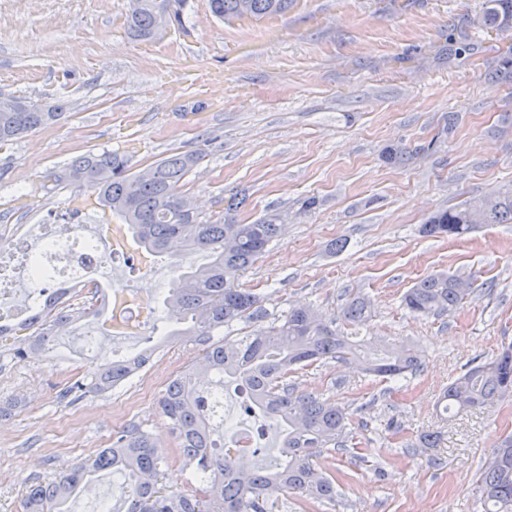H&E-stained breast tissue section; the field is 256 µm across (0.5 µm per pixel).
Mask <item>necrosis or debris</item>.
Listing matches in <instances>:
<instances>
[{"mask_svg":"<svg viewBox=\"0 0 512 512\" xmlns=\"http://www.w3.org/2000/svg\"><path fill=\"white\" fill-rule=\"evenodd\" d=\"M127 254L125 244H113L101 250L96 238L82 225L61 219L45 225L37 243H30L27 229L14 224H0V296L16 282H24L34 295L24 308L0 309V329L10 327L51 303H67L76 288L100 287V274L111 263ZM201 392L215 403V419L224 433V447L242 464H250L258 448L260 425L240 424L223 395L212 385L201 384Z\"/></svg>","mask_w":512,"mask_h":512,"instance_id":"4bbe7bcc","label":"necrosis or debris"}]
</instances>
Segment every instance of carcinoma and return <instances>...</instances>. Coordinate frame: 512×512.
<instances>
[{"label":"carcinoma","mask_w":512,"mask_h":512,"mask_svg":"<svg viewBox=\"0 0 512 512\" xmlns=\"http://www.w3.org/2000/svg\"><path fill=\"white\" fill-rule=\"evenodd\" d=\"M168 0H140L125 24L136 40L152 39L162 22H181L182 13L165 15ZM210 0L215 17L222 21L280 16L292 0ZM478 23L501 31L512 28V0H487ZM66 103L35 105L27 112L13 109L0 97V143L45 126L61 115ZM200 155L177 153L163 158L144 173H131L127 161L112 152L87 154L65 169L66 179L90 188L100 204L124 221L120 229L131 235L142 253L162 256L184 247L181 257L207 253V263L178 265L176 284L164 299V312L180 325L172 336H189L202 353L188 376L174 380L158 404L180 440L184 466L194 469L202 488L188 495L163 485L165 457L156 451V440L138 427L123 429L112 444L95 457L59 471L53 480L28 487L22 512H69L70 499L83 491L101 471L124 476L127 512H275L279 497L291 495L297 502L336 501V482L318 463L325 453L345 449L353 440L347 409L331 398L297 390L290 374L328 359L347 362L361 359L366 374L381 379L404 378L418 370L416 350L400 345L368 347L336 329L305 307L292 308L280 323L262 327L248 336H226L224 329L249 319L259 322L266 311L251 290L235 285L240 273L262 257L277 239L283 225L277 217H263L252 224L203 221L180 209L184 195L180 183ZM483 224H512V192L484 195L457 207L438 211L423 225L431 237H462L476 226L474 213ZM477 279L436 273L423 277L404 295L410 312L440 316L462 306L477 290ZM368 302L355 296L341 311V320L354 325L365 317ZM126 364L114 363L91 373L89 388L105 392L124 381ZM211 377L224 385V377L242 380L251 392L252 404L279 428L282 459L270 467L253 466L240 471L228 455L216 452L207 400L195 388V377ZM512 393V346L489 361L474 366L451 383L443 394L445 410L457 414L482 408ZM484 512H512V435L503 437L493 455L481 467Z\"/></svg>","instance_id":"obj_1"}]
</instances>
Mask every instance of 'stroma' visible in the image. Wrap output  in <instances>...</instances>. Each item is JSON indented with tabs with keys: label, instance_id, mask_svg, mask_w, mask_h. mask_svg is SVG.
<instances>
[{
	"label": "stroma",
	"instance_id": "35a3bbf8",
	"mask_svg": "<svg viewBox=\"0 0 512 512\" xmlns=\"http://www.w3.org/2000/svg\"><path fill=\"white\" fill-rule=\"evenodd\" d=\"M486 0H295L279 31L226 23L209 0H187L181 25L132 41L129 0H0V93L67 105L57 122L0 147V224H50L71 198L89 233L118 216L95 194L63 181L77 157L126 156L138 172L174 153L201 161L182 192L201 219L284 226L241 287L269 319L307 306L338 318L349 298L370 301L363 336L421 352L416 375L398 382L330 360L298 371V390L344 405L365 423L354 451L323 455L336 505L280 501L278 512H483L477 472L512 434V395L442 420L436 402L472 360L512 345V224H483L460 239L428 237L434 212L512 186V35L483 30ZM405 151L403 161L391 160ZM246 190L244 205L230 200ZM177 257L108 267L109 288L151 312L117 353L153 349L190 368L200 345L168 338L161 313ZM439 271L483 284L462 307L415 316L402 295ZM74 319L41 358H17L0 336V512H21L28 485L51 480L136 426L160 442L171 470L179 439L159 392L125 380L104 393L67 396L86 369ZM440 432L438 447L421 435Z\"/></svg>",
	"mask_w": 512,
	"mask_h": 512
}]
</instances>
